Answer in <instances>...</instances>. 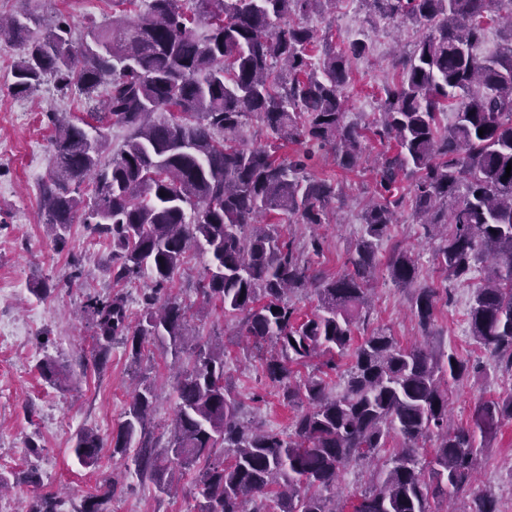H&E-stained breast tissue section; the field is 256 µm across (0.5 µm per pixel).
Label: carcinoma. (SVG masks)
Wrapping results in <instances>:
<instances>
[{
    "instance_id": "1",
    "label": "carcinoma",
    "mask_w": 512,
    "mask_h": 512,
    "mask_svg": "<svg viewBox=\"0 0 512 512\" xmlns=\"http://www.w3.org/2000/svg\"><path fill=\"white\" fill-rule=\"evenodd\" d=\"M140 2L132 20L96 26L91 42L73 49L60 24L36 40L18 19L0 20V39L26 45L13 67V94L44 82L74 88L94 102L100 119L128 131L123 149L101 162L103 134L55 121L51 171L42 186L46 224L56 239L79 222L112 239V277L147 279L143 310L130 320L127 298L88 300L98 359L119 340L140 357L151 339L174 357L191 356L173 387L175 413L166 444L150 427L154 391L144 383L112 436V454L131 458L134 474L157 491L171 489L175 469L195 471L193 512H434L473 482L484 441L512 421V392L481 401L465 426L448 423V385L472 366L423 346L403 347L383 328L353 345L372 291L378 243L394 215L410 206L435 244L434 261L451 283L483 267L466 314L469 336L512 370V0H362L381 20L411 21L430 30L394 59L401 78L382 86L371 124L346 121L350 59L367 46L354 39L313 62L316 37L301 22L335 0H117ZM209 34L198 39L192 18ZM507 23L491 56L478 49L487 29ZM166 112L167 118L156 114ZM255 119L271 142L247 146L242 128ZM483 135H478L479 129ZM397 151L381 154L376 194L364 210L346 270L328 278L305 258L307 244L260 219L323 224L336 182L308 172L314 149H329L339 166L355 168L363 130ZM309 148L288 159L289 143ZM411 191H400V178ZM209 257L193 288L201 302L239 319L254 346H270L264 378L290 405L307 401L287 433L240 417L241 403L224 380V347L186 337L189 306L170 284L189 249ZM387 272L411 291L419 328L434 325L448 288L415 287L417 259L395 246ZM315 292L318 307L301 318L289 295ZM352 351L342 394L321 375L296 380L291 365ZM401 447L388 451V440ZM437 437L430 456L420 454ZM104 447L92 431L76 436L74 453L92 466ZM360 461L381 462L371 485L341 502L331 496L341 473ZM118 493L104 478L77 512H111ZM30 512H60V500L39 496ZM468 512H499L496 499L472 500Z\"/></svg>"
}]
</instances>
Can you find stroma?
<instances>
[{"label": "stroma", "mask_w": 512, "mask_h": 512, "mask_svg": "<svg viewBox=\"0 0 512 512\" xmlns=\"http://www.w3.org/2000/svg\"><path fill=\"white\" fill-rule=\"evenodd\" d=\"M30 18L31 30L40 33L66 20L74 46L87 42L91 27L111 23L121 16L112 0H0V17ZM304 24L315 33L318 47H341L348 40L363 39L368 50L351 63L352 81L345 91L348 121L362 120L378 111L380 86L392 77L391 61L410 51L424 36V28L412 23L388 24L369 17L362 0H336L331 13H311ZM18 43L0 41V327L14 335L0 343V475L9 486L0 492V505L9 512H27L36 497L52 493L63 502L61 512H73L95 494L102 478L117 476L122 487L112 512H192L194 484L185 475L176 490L159 493L152 484L139 481L125 457L103 448L95 465H81L73 452L78 432L91 430L111 437L122 420L135 390V376L147 377L155 387L151 424L164 433L174 416L172 386L176 370L164 344L146 343L139 362H132L123 345H113L105 364H97L91 318L82 305L85 293L103 297L124 293L131 315L142 310L141 285L126 288L112 280L109 259L111 240L89 234L83 225H71L64 241H54L40 208L39 187L50 172L49 147L54 127L47 115L56 112L67 119L91 120L83 95L58 92L43 84L32 96L14 95L12 68L22 57ZM384 145L366 139L364 160L354 170L342 169L331 154L319 152L311 163L313 174L336 179L344 186L343 197L326 206L329 221L321 226L292 225L297 241L311 236L322 240L320 254L306 253L313 267L333 275L342 270V259L354 244L361 215L376 189L375 158ZM413 249L420 280L439 284L441 273L433 247L424 238L411 209H404L389 234L378 245L377 261L386 263L394 246ZM86 274V287L68 288L74 266ZM205 260L190 255L173 281L191 309L189 323L197 339L224 342V372L245 405L247 419L283 430L289 427L296 407L285 405L277 388L262 376L257 352L240 333L236 319L224 316L220 307L203 305L193 291L204 272ZM48 292L36 296V283ZM477 280L455 284L445 307L439 308L434 328L424 334L410 312L409 293L378 274L366 318L355 332L363 339L374 329L385 328L402 345L419 344L437 354L455 353L481 365L480 380H468L449 388L448 419L452 424L470 421L474 405L482 399L512 392V372L499 367L467 334L466 311ZM54 362L56 381L43 378L39 365ZM489 493L498 500L499 512H512V422L505 423L490 440L479 460L477 479L467 494L454 504L467 512L473 495Z\"/></svg>", "instance_id": "obj_1"}]
</instances>
